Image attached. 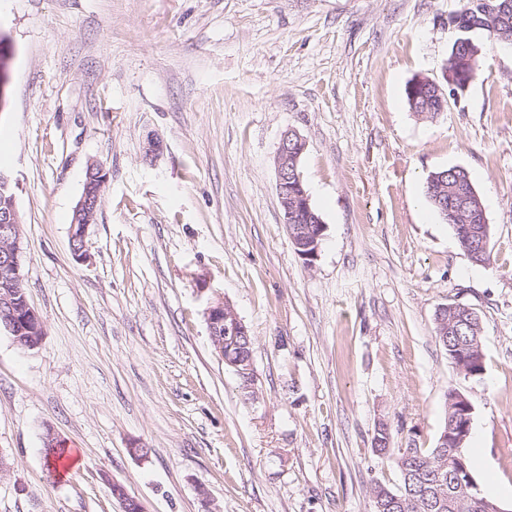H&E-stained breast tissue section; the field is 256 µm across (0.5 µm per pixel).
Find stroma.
Returning a JSON list of instances; mask_svg holds the SVG:
<instances>
[{
    "label": "stroma",
    "instance_id": "1",
    "mask_svg": "<svg viewBox=\"0 0 512 512\" xmlns=\"http://www.w3.org/2000/svg\"><path fill=\"white\" fill-rule=\"evenodd\" d=\"M464 0H0L8 39L0 168L16 184L23 285L44 322L0 331V512H374L396 485L372 445L433 447L449 390L467 454L512 512V49L436 118L406 86L441 79ZM297 131L324 225L308 265L274 156ZM108 173L85 262L70 245L90 163ZM464 168L491 228L471 262L427 198ZM205 289H198V280ZM254 339L246 391L206 309ZM481 318L484 370L459 375L439 306ZM77 467L54 470L45 434Z\"/></svg>",
    "mask_w": 512,
    "mask_h": 512
}]
</instances>
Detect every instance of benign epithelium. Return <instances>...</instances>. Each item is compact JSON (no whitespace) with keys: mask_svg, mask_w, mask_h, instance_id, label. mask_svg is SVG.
Returning a JSON list of instances; mask_svg holds the SVG:
<instances>
[{"mask_svg":"<svg viewBox=\"0 0 512 512\" xmlns=\"http://www.w3.org/2000/svg\"><path fill=\"white\" fill-rule=\"evenodd\" d=\"M306 150V141L296 132L288 131L282 136L278 145L275 165L277 171V193L284 214L293 246L299 250V257L308 265L317 259L324 227L314 216L309 205V198L302 192V178L297 171L298 160ZM99 204V192L84 191L78 200L75 213L80 223L71 227V249L74 258L83 262L87 259L84 251L85 237L90 224L94 223ZM307 213V223H298V215ZM23 247L21 221L16 209L15 199L0 200V268L9 271L10 278L0 285V307L14 308L17 297H22V306L15 318L5 323V330L14 331V325L22 323L34 332L28 341L22 342V349L36 348L44 335L43 320L39 313L29 304L27 295L15 287V283L23 280L22 274ZM207 323L210 338L219 358L235 369L248 387L253 381V358L234 350L237 339L249 337L248 328L239 318L234 308L226 301L219 300L207 308ZM465 426L455 422L448 426V436L442 438L440 450H448L458 471V477L452 483L448 497L439 496L434 500V507H453L459 498L468 501H480L476 494L478 484L464 466L461 458L462 444L466 438Z\"/></svg>","mask_w":512,"mask_h":512,"instance_id":"obj_1","label":"benign epithelium"}]
</instances>
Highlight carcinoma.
I'll use <instances>...</instances> for the list:
<instances>
[{
  "label": "carcinoma",
  "instance_id": "carcinoma-1",
  "mask_svg": "<svg viewBox=\"0 0 512 512\" xmlns=\"http://www.w3.org/2000/svg\"><path fill=\"white\" fill-rule=\"evenodd\" d=\"M472 0H465V5L450 21L459 28L467 29V43L462 45L463 52L451 61L460 81L475 79L478 74L479 59L483 44L479 35L485 33L492 40L501 43H512V10L507 15H486L474 18L467 16ZM416 92L406 91L410 108L418 115L433 118L438 115L441 103L436 97V90L426 78L414 79ZM473 184L467 172L461 167H450L432 173L427 181L428 197L434 209L448 223L465 224L472 234L490 233V225L484 222L485 211L480 196L471 191ZM434 339L448 355L449 361L458 360L469 366L476 374L483 371V362L475 357V346L481 343V325L471 324L457 316L448 315L442 323L435 324ZM374 449L381 455L394 457L395 465L400 474V483L395 487L378 484L374 487L376 498H398L405 503V509L394 512H435L429 508L428 502L435 498L436 487L430 485V476L441 472L444 486L454 481L448 469V459L437 453V448H414L406 455L400 449L391 447V434L386 425L381 424L375 429L373 437Z\"/></svg>",
  "mask_w": 512,
  "mask_h": 512
}]
</instances>
